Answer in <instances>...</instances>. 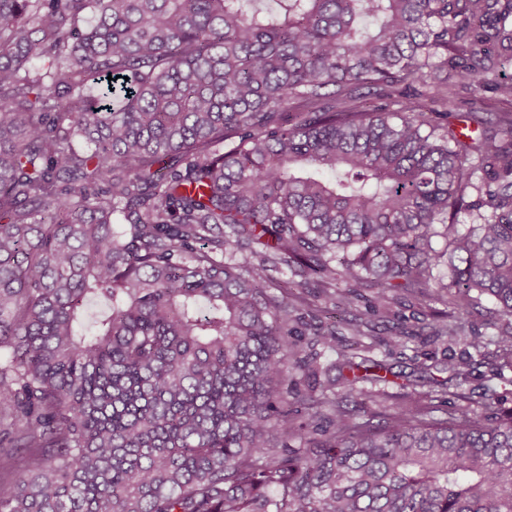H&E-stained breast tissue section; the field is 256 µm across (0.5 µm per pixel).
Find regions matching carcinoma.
<instances>
[{
  "label": "carcinoma",
  "instance_id": "1",
  "mask_svg": "<svg viewBox=\"0 0 512 512\" xmlns=\"http://www.w3.org/2000/svg\"><path fill=\"white\" fill-rule=\"evenodd\" d=\"M284 266L512 318V0H0V512H512V412L374 427Z\"/></svg>",
  "mask_w": 512,
  "mask_h": 512
}]
</instances>
